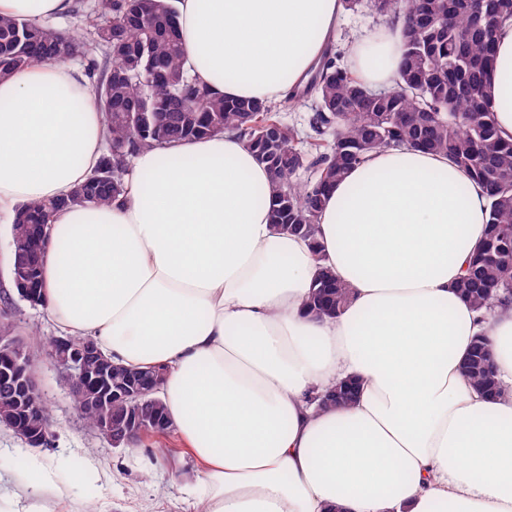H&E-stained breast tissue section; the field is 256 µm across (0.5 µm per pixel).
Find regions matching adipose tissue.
<instances>
[{"label":"adipose tissue","mask_w":512,"mask_h":512,"mask_svg":"<svg viewBox=\"0 0 512 512\" xmlns=\"http://www.w3.org/2000/svg\"><path fill=\"white\" fill-rule=\"evenodd\" d=\"M72 0H0L47 21ZM187 64L230 99L281 101L331 47L343 0H175ZM402 30L354 45L364 86H393ZM512 137V20L491 73ZM81 67L41 58L0 80V215L72 195L106 150ZM272 174L224 130L140 151L107 205L57 211L44 311L113 362L165 371L172 437L198 464L199 512H512V389L461 366L477 337L512 386V308L456 283L482 237L483 189L446 155L372 153L325 197L315 240L270 221ZM350 289L335 318L306 300L321 269ZM356 383L347 406L316 399ZM484 347L487 346L482 339L475 341L466 360V375L470 383L478 390L491 396H498L502 392V385L496 373L487 370L480 360V353Z\"/></svg>","instance_id":"1"}]
</instances>
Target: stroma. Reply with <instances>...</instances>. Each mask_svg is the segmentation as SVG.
<instances>
[{
    "label": "stroma",
    "mask_w": 512,
    "mask_h": 512,
    "mask_svg": "<svg viewBox=\"0 0 512 512\" xmlns=\"http://www.w3.org/2000/svg\"><path fill=\"white\" fill-rule=\"evenodd\" d=\"M369 6L344 10L336 27L334 49L351 57L355 38L384 25ZM41 394L53 420L48 446L27 447L0 425V512H195L192 487L197 465L187 454L176 463L163 460L158 444L115 447L88 429L76 410L64 373L44 361L35 365ZM38 455L66 497L35 486L27 461ZM87 469L89 483L72 486V471Z\"/></svg>",
    "instance_id": "stroma-1"
}]
</instances>
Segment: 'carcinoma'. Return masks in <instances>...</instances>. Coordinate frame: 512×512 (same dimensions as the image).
Instances as JSON below:
<instances>
[{"label":"carcinoma","mask_w":512,"mask_h":512,"mask_svg":"<svg viewBox=\"0 0 512 512\" xmlns=\"http://www.w3.org/2000/svg\"><path fill=\"white\" fill-rule=\"evenodd\" d=\"M372 8L403 29L396 86L371 90L342 61L326 52L304 93H314L310 134L282 121L288 103L228 101L190 73L172 0H74L71 14L81 30L64 34L37 22L0 17V78L34 57L60 62L82 58L95 79L97 107L104 113L110 145L96 170L74 196L53 203L27 202L16 208L12 236L29 239L33 225L71 204H108L124 191L132 158L143 149L231 129L246 141L274 175L271 221L288 234L315 239L318 214L328 188L380 149L409 147L443 153L464 175L484 185L488 218L481 244L488 250L469 261L457 284L477 310L489 299L512 304V140L502 136L493 109L488 75L501 24L512 19V0H371ZM302 170L312 176L297 178ZM498 285L500 290L490 286ZM348 291L330 270L321 271L309 309L334 317ZM475 341L465 364L470 383L497 396L502 385L487 370ZM148 372L117 365L120 386ZM354 393L335 387L321 404H346ZM86 426L96 432L112 417L141 419L144 436L153 420L167 416L157 393L145 399L95 405L72 394Z\"/></svg>","instance_id":"cac0c4a2"}]
</instances>
